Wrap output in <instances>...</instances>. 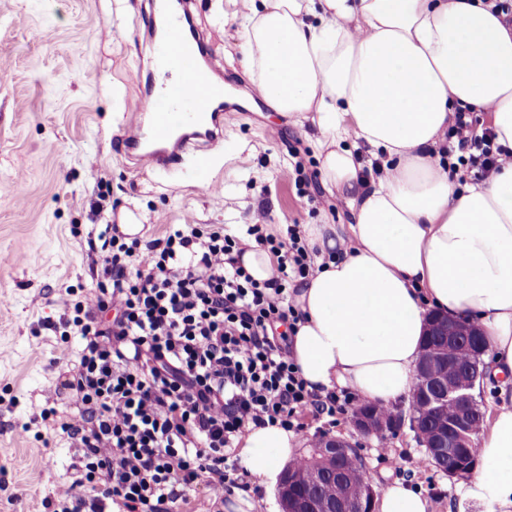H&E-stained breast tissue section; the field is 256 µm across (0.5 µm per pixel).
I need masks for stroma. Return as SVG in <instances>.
<instances>
[{
	"instance_id": "obj_1",
	"label": "stroma",
	"mask_w": 512,
	"mask_h": 512,
	"mask_svg": "<svg viewBox=\"0 0 512 512\" xmlns=\"http://www.w3.org/2000/svg\"><path fill=\"white\" fill-rule=\"evenodd\" d=\"M232 0H192L194 24L223 68L224 148L169 173L135 165L121 137L162 77L149 61L151 0H0V512H40L74 461L40 420L70 409L53 393L80 337L43 328L57 320L58 289L95 282L88 237L139 214L141 238L167 225L344 224L345 205L321 183L309 123L276 112L255 93L240 51ZM278 137H271V130ZM29 434H22V426ZM356 444L375 491L387 480L420 488L430 512H483L456 479L426 459L409 427L380 451Z\"/></svg>"
}]
</instances>
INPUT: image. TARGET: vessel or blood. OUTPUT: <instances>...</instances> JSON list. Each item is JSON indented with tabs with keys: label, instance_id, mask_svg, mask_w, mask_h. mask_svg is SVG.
<instances>
[{
	"label": "vessel or blood",
	"instance_id": "b4317fda",
	"mask_svg": "<svg viewBox=\"0 0 512 512\" xmlns=\"http://www.w3.org/2000/svg\"><path fill=\"white\" fill-rule=\"evenodd\" d=\"M156 8L164 27L154 41L153 57L166 83L143 103L149 125H132L123 145L140 162L169 169L182 163L191 139L204 138L210 147L223 144L219 113L203 111L201 104L223 100L225 90L199 63L200 37L185 24L184 0H156Z\"/></svg>",
	"mask_w": 512,
	"mask_h": 512
}]
</instances>
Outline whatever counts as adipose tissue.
I'll return each instance as SVG.
<instances>
[{
	"instance_id": "adipose-tissue-1",
	"label": "adipose tissue",
	"mask_w": 512,
	"mask_h": 512,
	"mask_svg": "<svg viewBox=\"0 0 512 512\" xmlns=\"http://www.w3.org/2000/svg\"><path fill=\"white\" fill-rule=\"evenodd\" d=\"M249 78L283 115L311 121L323 181L346 224H309L316 272L292 295L289 338L309 390L392 405L408 394L429 313L476 322L497 402L460 496L512 512V164L463 184L439 164L456 107L489 113L512 150V26L482 0H245ZM382 157L366 179L352 149ZM277 426L241 439L240 464L267 485L299 454Z\"/></svg>"
}]
</instances>
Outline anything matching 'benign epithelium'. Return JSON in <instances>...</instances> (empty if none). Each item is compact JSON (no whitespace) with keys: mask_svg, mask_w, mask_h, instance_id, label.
<instances>
[{"mask_svg":"<svg viewBox=\"0 0 512 512\" xmlns=\"http://www.w3.org/2000/svg\"><path fill=\"white\" fill-rule=\"evenodd\" d=\"M469 335L458 333L459 322L440 314L428 317L426 336L430 341L424 346L416 368L415 381L409 392L410 416L393 407L380 409L378 404H359L352 409L350 420L358 435L377 440L391 439L400 430L405 420L416 434L419 445L439 470H445L442 462L455 455L461 448H467L473 433L469 410L476 404L473 396L476 382L483 376L480 369L462 368L458 354L448 356V343L442 340L447 336L457 340L456 350L468 348V340L483 335L479 326L470 324ZM457 408L456 416L445 423L446 433L434 435L422 432L416 421V413L422 407L438 410L448 405ZM355 453V444L341 436H323L316 440L307 453V467L301 471L286 469L277 485L276 493L282 512H330L318 505L311 507L298 497L300 490L318 482L322 469L333 468L344 458Z\"/></svg>","mask_w":512,"mask_h":512,"instance_id":"obj_1","label":"benign epithelium"}]
</instances>
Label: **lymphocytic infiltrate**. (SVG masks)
I'll list each match as a JSON object with an SVG mask.
<instances>
[{
	"instance_id": "f902f5d3",
	"label": "lymphocytic infiltrate",
	"mask_w": 512,
	"mask_h": 512,
	"mask_svg": "<svg viewBox=\"0 0 512 512\" xmlns=\"http://www.w3.org/2000/svg\"><path fill=\"white\" fill-rule=\"evenodd\" d=\"M460 150L445 163L484 179L512 160L492 129L457 114L448 128ZM277 258L254 280L238 254L245 240ZM94 288H66L58 321L45 327L82 340L63 383L75 410L44 414L78 458L43 498L45 512H173L204 486L215 503L238 487L230 451L250 429L306 428L305 417L346 414L347 394L308 389L277 325L298 319L296 279L316 270L314 249L296 226L284 235L260 224L241 234L223 226L172 227L141 242L106 225Z\"/></svg>"
}]
</instances>
